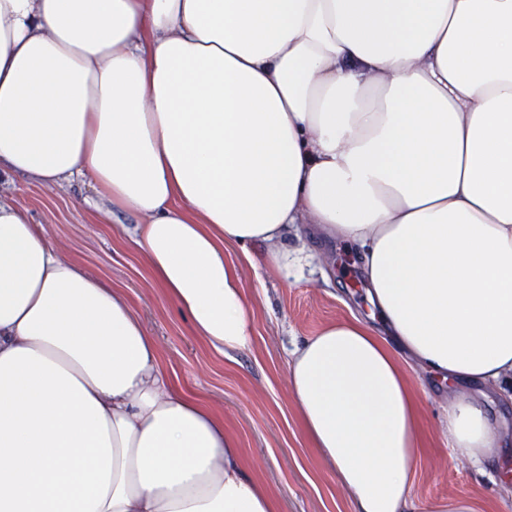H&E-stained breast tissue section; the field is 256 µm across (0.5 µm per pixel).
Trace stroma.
I'll use <instances>...</instances> for the list:
<instances>
[{
  "label": "stroma",
  "instance_id": "35a3bbf8",
  "mask_svg": "<svg viewBox=\"0 0 512 512\" xmlns=\"http://www.w3.org/2000/svg\"><path fill=\"white\" fill-rule=\"evenodd\" d=\"M91 193L79 179L48 186L17 175L0 186V201L25 207L62 256L125 294L176 387L223 418L248 474L267 489L278 512H352L347 489L302 427L286 360L295 344L331 324L355 316L378 324L354 250L323 236L307 240L319 257L316 268L284 279L259 265L266 244L245 250L225 246V259L238 266L252 336L247 348L220 353L176 311L134 245L121 235V225L137 223V216L111 213L103 204L89 206L85 199ZM246 251L252 262L242 261ZM403 377L416 406L418 448L409 512H428L431 504L460 496L472 500L475 512H512V494L501 487L503 471L512 472V401L475 383L460 387L482 401L502 435L500 456L479 470L449 453L447 389L419 366L404 367Z\"/></svg>",
  "mask_w": 512,
  "mask_h": 512
}]
</instances>
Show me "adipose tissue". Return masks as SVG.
Listing matches in <instances>:
<instances>
[{
    "instance_id": "ef3b65f1",
    "label": "adipose tissue",
    "mask_w": 512,
    "mask_h": 512,
    "mask_svg": "<svg viewBox=\"0 0 512 512\" xmlns=\"http://www.w3.org/2000/svg\"><path fill=\"white\" fill-rule=\"evenodd\" d=\"M90 175L216 351L250 343L228 243L362 252L380 327L287 364L353 512H405L415 407L397 348L512 399V0H0V182ZM451 457L501 449L484 406ZM0 512H277L210 409L175 389L124 295L0 203Z\"/></svg>"
}]
</instances>
